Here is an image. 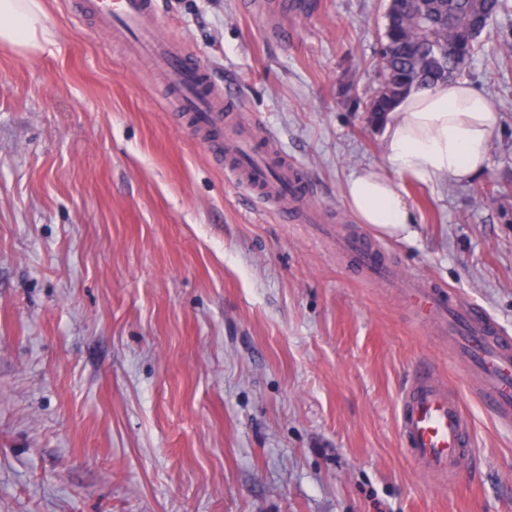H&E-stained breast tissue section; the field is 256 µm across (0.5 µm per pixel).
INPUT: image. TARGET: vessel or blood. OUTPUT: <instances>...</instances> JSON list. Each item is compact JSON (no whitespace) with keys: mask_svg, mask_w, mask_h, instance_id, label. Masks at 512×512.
I'll return each instance as SVG.
<instances>
[{"mask_svg":"<svg viewBox=\"0 0 512 512\" xmlns=\"http://www.w3.org/2000/svg\"><path fill=\"white\" fill-rule=\"evenodd\" d=\"M99 26L125 51L150 62L173 98L179 119L207 145L216 164L284 221L321 224L312 185L273 139L255 141L230 117V89L211 82L206 69L182 46L163 37L154 0H91ZM350 272L400 288L415 319L447 336L453 358L477 381V396L499 422L512 423V336L445 287L400 277L388 247L358 232L336 238ZM399 433L407 454L422 471L455 476L471 446L470 420L457 393L428 370H418L402 393Z\"/></svg>","mask_w":512,"mask_h":512,"instance_id":"obj_1","label":"vessel or blood"}]
</instances>
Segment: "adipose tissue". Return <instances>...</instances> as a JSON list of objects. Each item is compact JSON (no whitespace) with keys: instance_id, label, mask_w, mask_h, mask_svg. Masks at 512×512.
I'll list each match as a JSON object with an SVG mask.
<instances>
[{"instance_id":"obj_1","label":"adipose tissue","mask_w":512,"mask_h":512,"mask_svg":"<svg viewBox=\"0 0 512 512\" xmlns=\"http://www.w3.org/2000/svg\"><path fill=\"white\" fill-rule=\"evenodd\" d=\"M45 17L43 0H0V47L22 55L60 54L62 45ZM500 125L498 112L468 79L413 92L386 116L382 153L389 173H352L343 187L346 204L360 223L393 235L405 232L414 217L397 176L424 183L443 176L472 180L489 166Z\"/></svg>"}]
</instances>
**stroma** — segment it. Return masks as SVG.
Wrapping results in <instances>:
<instances>
[{"instance_id":"1","label":"stroma","mask_w":512,"mask_h":512,"mask_svg":"<svg viewBox=\"0 0 512 512\" xmlns=\"http://www.w3.org/2000/svg\"><path fill=\"white\" fill-rule=\"evenodd\" d=\"M77 0L56 56L0 48V512H512V429L399 289L360 281L315 224L260 209L175 119L160 77ZM163 36L230 85L337 230L354 171L386 170V0H155ZM512 11L465 76L501 115L472 181L397 182L375 230L410 275L512 331ZM459 395L452 480L404 451L413 369Z\"/></svg>"}]
</instances>
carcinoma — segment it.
Wrapping results in <instances>:
<instances>
[{
  "label": "carcinoma",
  "instance_id": "cac0c4a2",
  "mask_svg": "<svg viewBox=\"0 0 512 512\" xmlns=\"http://www.w3.org/2000/svg\"><path fill=\"white\" fill-rule=\"evenodd\" d=\"M505 10L506 0H426L423 17L388 4L378 87L365 110L385 115L414 90L461 75L483 30Z\"/></svg>",
  "mask_w": 512,
  "mask_h": 512
}]
</instances>
